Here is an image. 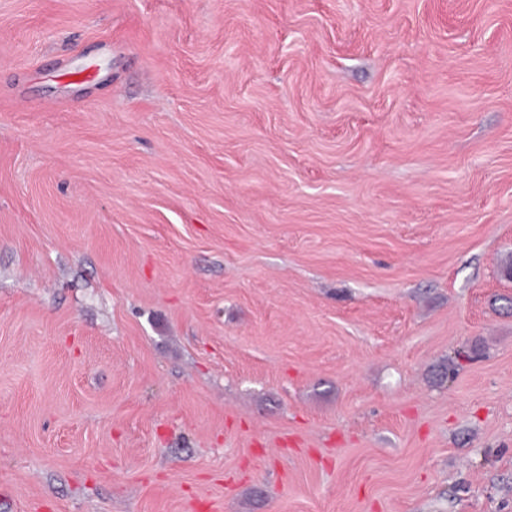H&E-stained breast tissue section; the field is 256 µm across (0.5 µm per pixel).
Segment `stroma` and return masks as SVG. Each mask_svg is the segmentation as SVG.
Segmentation results:
<instances>
[{
  "label": "stroma",
  "instance_id": "obj_1",
  "mask_svg": "<svg viewBox=\"0 0 512 512\" xmlns=\"http://www.w3.org/2000/svg\"><path fill=\"white\" fill-rule=\"evenodd\" d=\"M512 0H0V512H512Z\"/></svg>",
  "mask_w": 512,
  "mask_h": 512
}]
</instances>
